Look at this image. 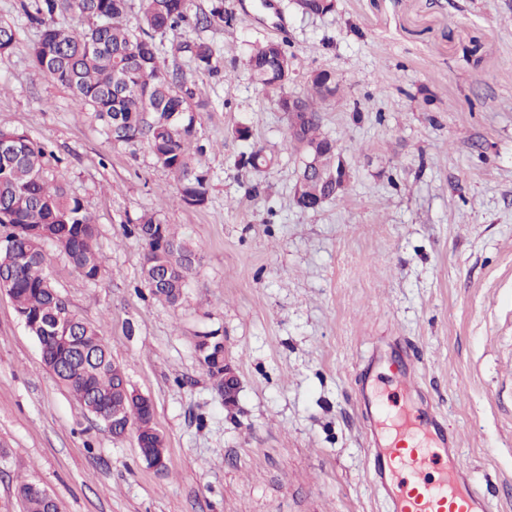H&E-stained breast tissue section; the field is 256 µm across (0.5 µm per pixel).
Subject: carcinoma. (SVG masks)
<instances>
[{
	"label": "carcinoma",
	"mask_w": 512,
	"mask_h": 512,
	"mask_svg": "<svg viewBox=\"0 0 512 512\" xmlns=\"http://www.w3.org/2000/svg\"><path fill=\"white\" fill-rule=\"evenodd\" d=\"M189 6L190 0H141L134 28L124 23L129 0H39L35 13L27 18L42 27L39 40L31 46L36 69L69 89L80 111L93 112L113 142L146 140L157 162L177 179L180 201L202 207L208 202L209 178L188 151L196 134L194 92L178 72L160 67L157 37L190 21L197 27L229 26L235 13L225 7V0H214L212 8L201 14H190ZM58 10L73 11L88 23L75 29L58 27L53 22ZM15 41V27L1 21L0 61L11 54ZM176 51L187 54L198 71H221L207 42H184ZM247 67L256 84L277 93L281 111L288 112V98L293 97L311 113L304 135H289L287 141L305 157L316 155L310 193L323 204L336 199L346 187L335 186L336 141L320 132L319 109V103L336 95L335 75L318 71L310 76L306 94L288 93L292 56L280 43L252 46ZM233 134L249 147L239 158L240 167L259 172L267 166L268 158L251 142L248 126L236 127ZM5 138L14 141L15 149L0 153V239L13 264L0 270V287L7 289L18 312L32 322L47 323L60 303L52 294L55 286L47 272L45 244L64 253L79 274L94 281L101 274L93 244L96 227L83 201L48 179L53 154L41 142L19 130H0V139ZM22 224H47L52 237L32 239L17 231ZM135 233L144 245V286L157 300L176 304L199 260L196 250L152 214L139 218ZM77 321L78 346L88 356L81 365L73 364L71 349L56 341L52 332L41 329L38 335L45 365L79 405L88 406L94 398L121 393L125 372L93 323L80 316ZM148 415L140 401L126 400L125 422L137 426L147 422ZM18 493L25 512H57V505L33 493L29 483L20 484Z\"/></svg>",
	"instance_id": "carcinoma-1"
}]
</instances>
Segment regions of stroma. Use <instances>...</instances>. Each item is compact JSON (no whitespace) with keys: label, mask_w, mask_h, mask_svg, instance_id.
I'll return each instance as SVG.
<instances>
[{"label":"stroma","mask_w":512,"mask_h":512,"mask_svg":"<svg viewBox=\"0 0 512 512\" xmlns=\"http://www.w3.org/2000/svg\"><path fill=\"white\" fill-rule=\"evenodd\" d=\"M231 5L232 25L163 36L162 66L205 104L199 208L180 202L147 142H112L37 72L35 0H0L17 31L0 61V129L53 151L51 177L96 222L99 279L49 244L53 284L152 401L167 456L150 466L134 436L113 438L84 411L0 290V512H22V480L61 512H387L369 477L365 382L379 424L398 406L433 405L494 512H512V0H336L322 16L294 0ZM198 39L220 74L173 53ZM268 41L293 56L289 92L314 71L336 74L321 130L350 178L315 210L294 201L302 159L275 93L246 67ZM241 124L273 158L262 172L237 165ZM145 212L199 256L174 306L141 281ZM209 336L239 375L235 407L199 351Z\"/></svg>","instance_id":"1"}]
</instances>
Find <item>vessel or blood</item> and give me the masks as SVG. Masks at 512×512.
<instances>
[{"mask_svg":"<svg viewBox=\"0 0 512 512\" xmlns=\"http://www.w3.org/2000/svg\"><path fill=\"white\" fill-rule=\"evenodd\" d=\"M401 428L388 443L370 441L368 450L372 485L390 512H492L436 418L418 413Z\"/></svg>","mask_w":512,"mask_h":512,"instance_id":"obj_1","label":"vessel or blood"}]
</instances>
